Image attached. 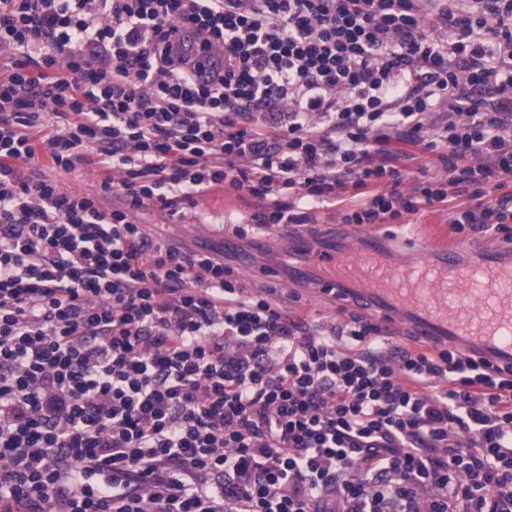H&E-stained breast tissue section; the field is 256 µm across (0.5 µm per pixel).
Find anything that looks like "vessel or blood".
I'll use <instances>...</instances> for the list:
<instances>
[{
    "mask_svg": "<svg viewBox=\"0 0 512 512\" xmlns=\"http://www.w3.org/2000/svg\"><path fill=\"white\" fill-rule=\"evenodd\" d=\"M403 248V259L390 258L386 231L369 230L359 246L306 252L295 274L320 300L402 324L476 361L512 364V248L438 243L413 232Z\"/></svg>",
    "mask_w": 512,
    "mask_h": 512,
    "instance_id": "vessel-or-blood-1",
    "label": "vessel or blood"
}]
</instances>
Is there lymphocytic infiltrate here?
Masks as SVG:
<instances>
[{"label": "lymphocytic infiltrate", "instance_id": "f902f5d3", "mask_svg": "<svg viewBox=\"0 0 512 512\" xmlns=\"http://www.w3.org/2000/svg\"><path fill=\"white\" fill-rule=\"evenodd\" d=\"M0 53V512H512V366L289 314L133 220L222 186L258 233L448 203L511 241L512 0H0ZM86 163L117 207L61 187ZM315 224H338L346 234L353 237L359 236V234L370 226H384V225H404V224H341L340 216L337 214V207L322 208L315 212Z\"/></svg>", "mask_w": 512, "mask_h": 512}]
</instances>
